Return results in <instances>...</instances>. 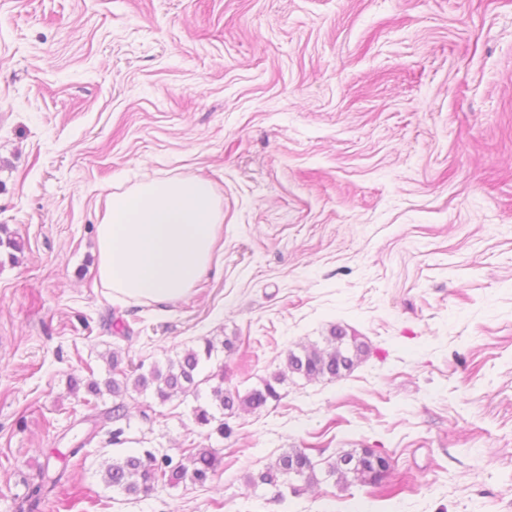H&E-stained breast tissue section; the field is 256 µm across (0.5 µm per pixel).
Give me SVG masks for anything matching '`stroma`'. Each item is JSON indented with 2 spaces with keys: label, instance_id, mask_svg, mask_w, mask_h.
<instances>
[{
  "label": "stroma",
  "instance_id": "obj_1",
  "mask_svg": "<svg viewBox=\"0 0 512 512\" xmlns=\"http://www.w3.org/2000/svg\"><path fill=\"white\" fill-rule=\"evenodd\" d=\"M164 178L215 187L218 259L174 302L114 303L106 201ZM0 224L23 246L0 263V512H512V0H0ZM334 325L370 348L350 374L288 375L222 432L194 421L205 394L132 390L102 423L68 389L209 339L244 393ZM191 448L222 449L212 481L102 480ZM290 448L392 468L282 501L247 486Z\"/></svg>",
  "mask_w": 512,
  "mask_h": 512
}]
</instances>
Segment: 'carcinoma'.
Listing matches in <instances>:
<instances>
[{"label":"carcinoma","mask_w":512,"mask_h":512,"mask_svg":"<svg viewBox=\"0 0 512 512\" xmlns=\"http://www.w3.org/2000/svg\"><path fill=\"white\" fill-rule=\"evenodd\" d=\"M2 233L5 237H0V248H7L8 259L13 263L18 262L17 253L23 250L20 241L9 235L4 225H0V234ZM213 352L214 344L207 340L203 349H191L180 356L169 358L165 365L155 364L147 373L140 372V364L130 371L121 368L122 360L114 352L112 375L104 383L92 379L85 381L72 376L69 378V387L75 393L83 384L94 396H101L105 391L112 395V408L102 413L106 421L126 417L124 396L131 387L140 392L152 391L154 398L164 404L190 396L197 398L200 387L208 384L212 404L230 416L239 411H257L266 406L269 400L279 398L276 385L285 379L281 372L273 373L264 381L263 387L253 388L244 394L224 389L223 371L204 373V362L211 360ZM367 354L366 343L348 335L346 329L341 326L333 325L328 335L323 338V345L304 346L298 351L288 350L286 365L289 372L308 379L342 378ZM194 420L200 426H208L216 421L217 430L224 432V421L217 419L205 407L199 406L194 409ZM188 459L191 463L189 467L183 463L174 465L168 457L159 462L150 452L143 455L125 454L105 465L103 481L107 486L135 497L148 494L160 484L174 487L188 480L203 485L216 476L223 456L215 448H201L190 453ZM375 459L384 463L388 456L370 448H364L359 453L344 452L327 464L326 476L336 478V484L343 487L354 483L377 485L384 477V473L374 466ZM64 477L63 471L54 476L49 475L47 471L43 472L42 484L35 488L33 494L38 496L43 491L52 492ZM293 478L303 480L307 486L319 482L315 465L301 448H291L281 453L263 470L250 476L248 483L255 488L260 485L278 488L290 484Z\"/></svg>","instance_id":"cac0c4a2"}]
</instances>
